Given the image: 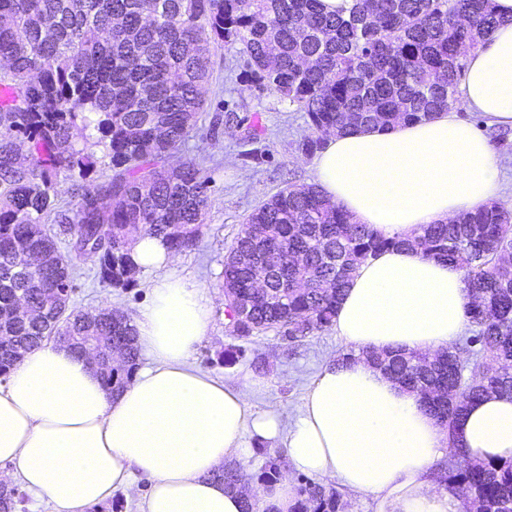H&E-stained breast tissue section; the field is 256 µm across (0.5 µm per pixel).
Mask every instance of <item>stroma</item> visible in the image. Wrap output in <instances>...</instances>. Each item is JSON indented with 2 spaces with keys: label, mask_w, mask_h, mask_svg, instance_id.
Returning a JSON list of instances; mask_svg holds the SVG:
<instances>
[{
  "label": "stroma",
  "mask_w": 512,
  "mask_h": 512,
  "mask_svg": "<svg viewBox=\"0 0 512 512\" xmlns=\"http://www.w3.org/2000/svg\"><path fill=\"white\" fill-rule=\"evenodd\" d=\"M211 61L200 128L169 159L173 165L187 158L207 159L211 178L207 224L179 262L180 272L202 286L212 307L211 328L192 361L227 384L252 382L254 410L274 413L284 406L298 407L325 359L346 353L348 347L330 329L299 345L272 331L243 341L230 336L222 271L247 214L288 184L312 183L311 158L298 148L309 129L304 113L248 80L244 59L235 48L215 43ZM230 112L237 121L229 125L225 116ZM463 119L491 138L506 169L497 198L512 208V128L478 123L473 113ZM74 284L71 305L84 312L109 307L131 315L146 304L149 294L146 277H139L135 287L115 288L97 278L93 265L81 261L76 264ZM236 346L243 349V356L235 364H225V351Z\"/></svg>",
  "instance_id": "obj_1"
}]
</instances>
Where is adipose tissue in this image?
<instances>
[{
  "label": "adipose tissue",
  "instance_id": "obj_1",
  "mask_svg": "<svg viewBox=\"0 0 512 512\" xmlns=\"http://www.w3.org/2000/svg\"><path fill=\"white\" fill-rule=\"evenodd\" d=\"M495 8L504 21L468 52L452 110L388 131L327 133L310 162L330 203L403 242L365 261L339 300L332 327L355 359L329 357L295 411H254L250 384L228 385L192 363L211 306L198 283L176 274L161 239L140 236L133 258L151 275L150 300L132 322L148 365L113 394L89 357L52 342L27 352L0 386V480L20 482L54 512H92L142 474L150 488L141 512H241L242 494L213 474L246 464L253 438L284 448L279 480L260 492L269 512H291L295 473L335 479L371 497L376 512H467L437 481L446 433L421 396L363 354L401 348L431 357L468 325L463 271L404 243L501 189L492 143L457 117L477 112L512 128V0ZM456 433L464 458L512 459V398L468 403Z\"/></svg>",
  "mask_w": 512,
  "mask_h": 512
}]
</instances>
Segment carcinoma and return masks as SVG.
<instances>
[{"label": "carcinoma", "mask_w": 512, "mask_h": 512, "mask_svg": "<svg viewBox=\"0 0 512 512\" xmlns=\"http://www.w3.org/2000/svg\"><path fill=\"white\" fill-rule=\"evenodd\" d=\"M319 2L0 0V375L64 336L70 349L95 352L107 390L131 381L135 328L110 309H70L75 264L54 225L120 288L137 283L136 234L175 252L196 245L210 179L194 158L168 159L198 128L212 44L238 48L253 82L306 114L312 135L299 149L311 154L333 129H389L450 109L468 51L503 21L493 0H354L346 16ZM90 127L96 135L76 138ZM99 146L112 175L97 183L88 177ZM401 246L466 271L470 336L425 363L401 351L367 358L420 393L452 438L468 402L512 397V210L498 201L400 241L355 223L315 185L290 183L244 219L224 259L226 326L247 340L291 325L289 342L301 343L331 327L361 263ZM17 300L29 314L13 312ZM255 453L265 458L256 475L224 465L226 488L277 481L279 457ZM440 486L481 512H512V460H466L442 471ZM297 493L294 512H342L333 485L306 480ZM20 503L17 489L0 490V512Z\"/></svg>", "instance_id": "obj_1"}]
</instances>
